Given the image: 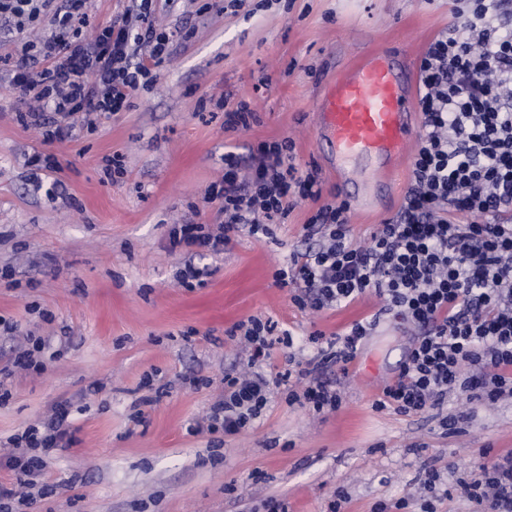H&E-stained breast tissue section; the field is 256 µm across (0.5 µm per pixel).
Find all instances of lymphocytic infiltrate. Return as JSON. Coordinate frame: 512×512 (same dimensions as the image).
<instances>
[{
	"label": "lymphocytic infiltrate",
	"mask_w": 512,
	"mask_h": 512,
	"mask_svg": "<svg viewBox=\"0 0 512 512\" xmlns=\"http://www.w3.org/2000/svg\"><path fill=\"white\" fill-rule=\"evenodd\" d=\"M153 12L154 0H134L90 39L87 0H0V16L12 17L18 32L51 19L50 33L23 42L19 53L0 43L21 125L64 141L75 134L72 116L129 109L152 66L167 58L176 38L189 36L156 28ZM449 13L447 30L419 64L421 131L404 203L368 245L354 243L345 203H321L319 169L299 170L288 138L262 143L243 179L238 157L226 153L224 179L208 193L223 224L174 230L173 245L219 253L239 228L265 235L298 201L317 203L303 226L317 246L294 252L276 282L294 286L293 302L302 309L321 311L366 295L380 301L374 314L336 337L311 333L316 351L303 362L291 351V332H278L273 320L235 323L228 335L250 351L254 370L225 373L208 430L234 435L250 427L272 390L290 382V401L318 413L337 410L340 393L322 373H348L364 340L390 315L417 338L375 410L420 414L452 392L484 402L512 396V0H449ZM278 343L286 352L274 366L270 351ZM66 417L58 408L13 438L15 451L0 457V468L14 473L16 485H0V501L32 507L49 453L69 435ZM458 490L480 512H512V453L482 463Z\"/></svg>",
	"instance_id": "f902f5d3"
}]
</instances>
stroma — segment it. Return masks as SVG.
I'll return each instance as SVG.
<instances>
[{
    "label": "stroma",
    "instance_id": "obj_1",
    "mask_svg": "<svg viewBox=\"0 0 512 512\" xmlns=\"http://www.w3.org/2000/svg\"><path fill=\"white\" fill-rule=\"evenodd\" d=\"M202 0H156L152 18L190 29L153 68L131 109L79 125L75 139L44 142L17 123L19 102L0 65V454L11 438L67 404L71 445L48 459L33 512H343L410 498L423 464L441 473L450 496L442 512H477L457 491L492 455L512 452V398L471 402L449 394L436 410L405 416L375 411L381 386L397 374L413 331L393 319L367 337L348 375L329 373L342 396L318 413L275 389L262 416L240 433L194 432L224 395V374L249 354L226 331L249 316L290 331L302 357L311 332H343L379 303L368 295L317 312L298 309L293 287L275 282L291 254L305 250L314 205L295 206L265 236L242 230L223 252L171 250L180 224L217 227L208 199L235 152L249 174L260 142L293 139L299 168L317 166L323 198L344 195L315 141L313 103L343 67L394 48L419 65L448 26V0H249L246 8L201 12ZM247 101L259 120L228 131L219 98ZM52 156L55 169L31 166ZM125 173L110 178L106 157ZM411 174L403 161L395 191L378 213L350 214L356 244L399 210ZM207 269L180 286L185 263ZM191 341H184L185 333ZM46 338L43 373L4 375L27 337ZM203 378L192 386V378ZM459 416L456 431L444 416Z\"/></svg>",
    "mask_w": 512,
    "mask_h": 512
}]
</instances>
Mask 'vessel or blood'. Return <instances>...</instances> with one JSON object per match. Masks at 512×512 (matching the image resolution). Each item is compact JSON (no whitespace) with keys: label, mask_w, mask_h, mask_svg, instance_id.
Here are the masks:
<instances>
[{"label":"vessel or blood","mask_w":512,"mask_h":512,"mask_svg":"<svg viewBox=\"0 0 512 512\" xmlns=\"http://www.w3.org/2000/svg\"><path fill=\"white\" fill-rule=\"evenodd\" d=\"M414 84L404 56L378 51L339 71L314 103L315 141L327 146L329 165L344 183L355 212L372 210V194L362 190L348 165L359 158L375 160L377 190L389 188L388 174L405 158L416 135Z\"/></svg>","instance_id":"b4317fda"}]
</instances>
